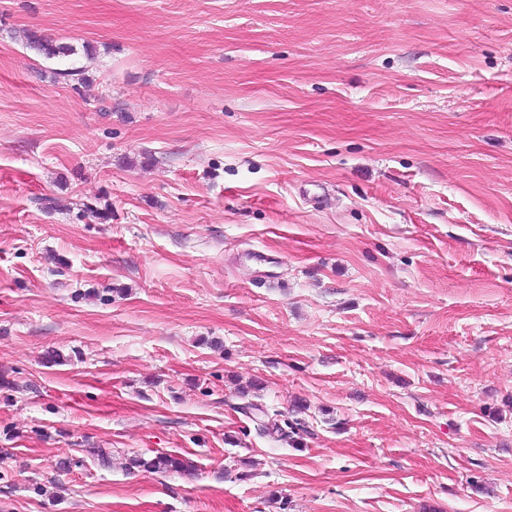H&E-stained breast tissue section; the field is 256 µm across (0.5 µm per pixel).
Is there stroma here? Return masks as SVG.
<instances>
[{
	"instance_id": "stroma-1",
	"label": "stroma",
	"mask_w": 512,
	"mask_h": 512,
	"mask_svg": "<svg viewBox=\"0 0 512 512\" xmlns=\"http://www.w3.org/2000/svg\"><path fill=\"white\" fill-rule=\"evenodd\" d=\"M0 376V512H512V0H0ZM26 45L30 50L47 59L68 57L75 54V49L72 45L57 42L35 31L27 33ZM241 410L245 413H252L262 435L273 441L285 440L297 449L304 446V436L310 434L305 419L300 416L307 410V405L303 402H296L287 414L280 411H273L270 414L267 409L259 407L253 402L245 403L241 406ZM121 462L125 471L141 470L150 473H184L193 469V462L183 456L168 452H155L152 457H145V454H135L123 458Z\"/></svg>"
}]
</instances>
